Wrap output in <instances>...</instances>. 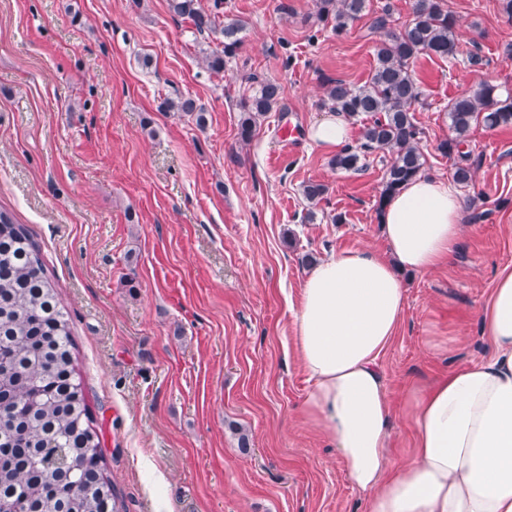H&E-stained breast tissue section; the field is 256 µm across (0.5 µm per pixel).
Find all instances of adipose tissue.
Segmentation results:
<instances>
[{
  "mask_svg": "<svg viewBox=\"0 0 512 512\" xmlns=\"http://www.w3.org/2000/svg\"><path fill=\"white\" fill-rule=\"evenodd\" d=\"M465 207L450 183L418 176L380 218L385 253L337 251L303 284L295 333L311 388L302 410L335 444L368 512H512L511 271L481 311L488 354L413 396L412 454L386 462L393 411L379 359L404 311L400 275L450 261Z\"/></svg>",
  "mask_w": 512,
  "mask_h": 512,
  "instance_id": "1",
  "label": "adipose tissue"
}]
</instances>
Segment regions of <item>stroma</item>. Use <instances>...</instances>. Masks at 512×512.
Here are the masks:
<instances>
[{
  "instance_id": "stroma-1",
  "label": "stroma",
  "mask_w": 512,
  "mask_h": 512,
  "mask_svg": "<svg viewBox=\"0 0 512 512\" xmlns=\"http://www.w3.org/2000/svg\"><path fill=\"white\" fill-rule=\"evenodd\" d=\"M446 3L461 52L413 70L424 173L449 180L457 159L437 150L452 134L448 103L483 84L512 94V21L498 0ZM411 4L369 0L339 37L314 22L313 0H224L244 27L216 74L201 62L215 36L169 0H0V206L29 229L69 313L120 512H368L302 414L294 317L303 255L385 251V167L373 153L362 170L333 169L308 134L326 113L324 80L367 79L374 16L389 8L397 29ZM472 51L482 65L468 64ZM256 76L281 83L283 105L244 143L239 105ZM180 96L204 108L205 128L160 111ZM288 124L305 136L294 153L279 140ZM464 150L473 174L459 188L457 250L442 268L404 273L406 306L380 358L394 461L412 453V393L487 354L480 311L512 268V127L474 124ZM310 180L329 191L308 223Z\"/></svg>"
}]
</instances>
